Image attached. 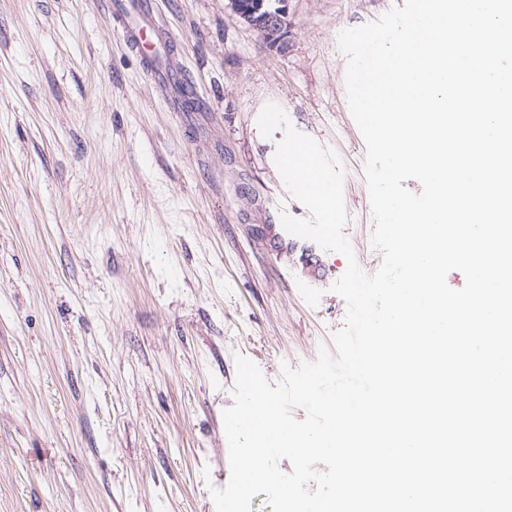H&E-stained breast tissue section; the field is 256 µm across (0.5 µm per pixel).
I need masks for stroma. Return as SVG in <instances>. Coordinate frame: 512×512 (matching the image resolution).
Listing matches in <instances>:
<instances>
[{"label":"stroma","mask_w":512,"mask_h":512,"mask_svg":"<svg viewBox=\"0 0 512 512\" xmlns=\"http://www.w3.org/2000/svg\"><path fill=\"white\" fill-rule=\"evenodd\" d=\"M404 0H288L284 48L228 0H158L200 112H171L101 0H0V512H215L235 355L269 382L333 349L346 258L283 240L292 126L345 170L344 234L383 254L342 30Z\"/></svg>","instance_id":"obj_1"}]
</instances>
